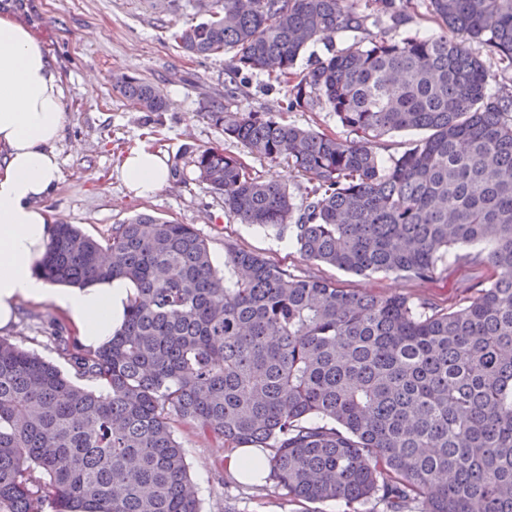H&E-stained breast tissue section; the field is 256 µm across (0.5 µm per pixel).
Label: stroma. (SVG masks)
Returning a JSON list of instances; mask_svg holds the SVG:
<instances>
[{
  "label": "stroma",
  "mask_w": 512,
  "mask_h": 512,
  "mask_svg": "<svg viewBox=\"0 0 512 512\" xmlns=\"http://www.w3.org/2000/svg\"><path fill=\"white\" fill-rule=\"evenodd\" d=\"M408 11L399 24L395 12ZM0 11L20 16L52 57L66 88V124L59 144L63 179L47 199L54 220L77 225L96 239L109 237L113 225L144 213L192 225L204 236L216 266L224 264V245L234 243L296 275H312L339 287L373 295L402 294L431 299L443 307L463 303L480 287L482 269L456 259L440 264L433 278L410 281L393 274L360 276L305 258L289 234L243 224L224 210V200L198 180L192 152L223 148L240 156L264 180H275L302 202L308 180L287 163H274L225 140L207 117L211 102L231 111L287 113L302 127L349 139L350 133L321 102L285 112L286 85L267 74L243 72L236 91L225 82L231 53L192 56L170 37V31L202 20L196 0H0ZM439 26L423 0H394L392 13H372L360 37L339 34L306 47L297 63L346 49L354 40L399 39L409 34L438 33ZM127 76L152 83L165 96L163 112H142L113 88ZM141 145L165 153L176 169L168 186L148 199L131 197L117 168L124 153ZM76 331L50 301H25L7 336L20 347L54 363L75 384L96 383L76 375L59 351L61 339ZM176 438L185 450L189 475L197 489L201 512H347L344 503L289 501L273 482L245 485L224 468L230 448L199 430L178 425Z\"/></svg>",
  "instance_id": "35a3bbf8"
}]
</instances>
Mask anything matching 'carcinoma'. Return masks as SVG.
Here are the masks:
<instances>
[{
  "instance_id": "obj_1",
  "label": "carcinoma",
  "mask_w": 512,
  "mask_h": 512,
  "mask_svg": "<svg viewBox=\"0 0 512 512\" xmlns=\"http://www.w3.org/2000/svg\"><path fill=\"white\" fill-rule=\"evenodd\" d=\"M441 28L358 41L296 64L306 45L362 32L354 0H212L172 32L188 54L233 52L229 83L261 71L289 88L284 111L322 100L354 139L208 107L224 138L311 184L287 189L217 147L198 178L244 224L288 231L309 260L356 275L433 277L456 248L487 271L454 308L347 291L290 274L234 244L224 269L191 225L137 214L100 241L55 224L38 272L81 286L134 285L112 341L61 350L88 390L0 336V512H200L175 423L269 448L295 502L348 512H512V94L488 89L471 44L512 69V0H427ZM142 112L152 84L115 80ZM423 138L381 162L373 143Z\"/></svg>"
}]
</instances>
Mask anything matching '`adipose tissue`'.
Wrapping results in <instances>:
<instances>
[{"instance_id": "obj_1", "label": "adipose tissue", "mask_w": 512, "mask_h": 512, "mask_svg": "<svg viewBox=\"0 0 512 512\" xmlns=\"http://www.w3.org/2000/svg\"><path fill=\"white\" fill-rule=\"evenodd\" d=\"M65 97L61 73L35 32L0 14V331L14 323L22 301L47 299L95 350L121 328L132 284L106 279L58 288L37 271L52 233L43 201L62 173L56 145L66 123ZM121 176L133 196L148 198L168 185L170 165L165 155L136 147ZM224 465L247 484L262 483L269 473L266 453L247 445L227 454Z\"/></svg>"}]
</instances>
